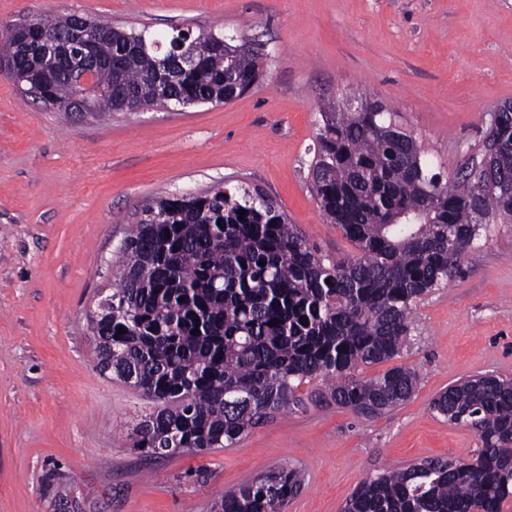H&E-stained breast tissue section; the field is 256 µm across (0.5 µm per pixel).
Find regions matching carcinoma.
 Wrapping results in <instances>:
<instances>
[{
  "label": "carcinoma",
  "mask_w": 512,
  "mask_h": 512,
  "mask_svg": "<svg viewBox=\"0 0 512 512\" xmlns=\"http://www.w3.org/2000/svg\"><path fill=\"white\" fill-rule=\"evenodd\" d=\"M215 40L175 29L158 49L144 30H116L97 46L95 82L112 94L93 101V114L120 112L129 96L150 104L164 94L183 107L242 96L263 58L233 44L229 71ZM52 60L34 49L14 66L51 72L43 95L64 103L79 88ZM352 98L320 110L308 182L356 252H319L272 198L243 183L157 200L115 250L112 292L89 330L100 370L154 403L132 429L133 448L162 457L229 447L300 404L299 388L315 379L336 405L367 416L414 392L407 366L368 378L355 371L397 358L415 302L461 275L486 225L512 224V110L488 129L487 143L498 145L490 172L447 183L386 104L359 111ZM432 407L471 428L481 447L467 460L370 477L344 512H502L512 499V381L468 379ZM303 481L283 467L224 492L215 512H286Z\"/></svg>",
  "instance_id": "obj_1"
}]
</instances>
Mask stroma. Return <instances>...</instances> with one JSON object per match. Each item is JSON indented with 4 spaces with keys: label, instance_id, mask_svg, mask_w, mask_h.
Listing matches in <instances>:
<instances>
[{
    "label": "stroma",
    "instance_id": "35a3bbf8",
    "mask_svg": "<svg viewBox=\"0 0 512 512\" xmlns=\"http://www.w3.org/2000/svg\"><path fill=\"white\" fill-rule=\"evenodd\" d=\"M64 15L157 38L211 30L252 41L267 66L227 103L105 117L46 108L0 73V512H212L281 467L305 478L287 512H342L383 470L475 453V433L430 404L472 376L512 378V224L488 225L461 275L415 304L399 362L417 388L381 415L315 380L231 447L156 458L129 438L152 402L100 372L86 324L106 261L161 197L239 180L322 253L353 252L307 181L320 109L342 93L388 104L455 179L512 100V0H0V25ZM200 467L207 480H186Z\"/></svg>",
    "mask_w": 512,
    "mask_h": 512
}]
</instances>
